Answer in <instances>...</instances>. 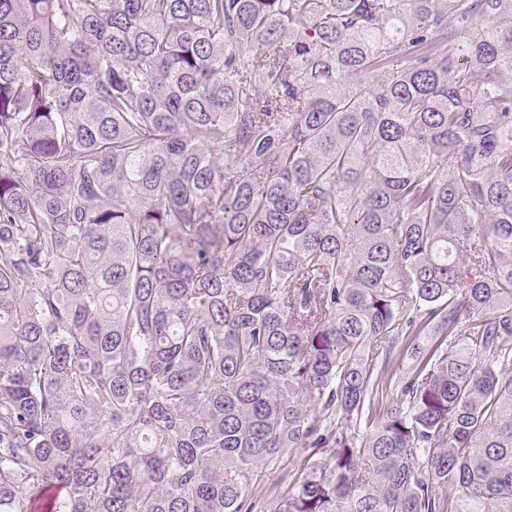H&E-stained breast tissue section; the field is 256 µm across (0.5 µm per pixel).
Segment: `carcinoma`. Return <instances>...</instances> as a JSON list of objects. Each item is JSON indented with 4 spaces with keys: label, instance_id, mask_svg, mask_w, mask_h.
Instances as JSON below:
<instances>
[{
    "label": "carcinoma",
    "instance_id": "cac0c4a2",
    "mask_svg": "<svg viewBox=\"0 0 512 512\" xmlns=\"http://www.w3.org/2000/svg\"><path fill=\"white\" fill-rule=\"evenodd\" d=\"M38 501L512 512V0H0V512Z\"/></svg>",
    "mask_w": 512,
    "mask_h": 512
}]
</instances>
